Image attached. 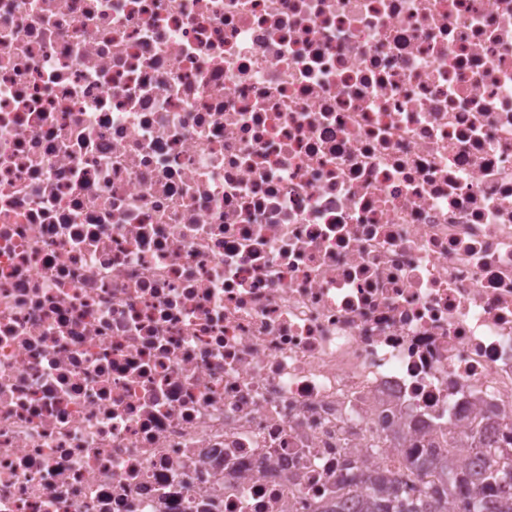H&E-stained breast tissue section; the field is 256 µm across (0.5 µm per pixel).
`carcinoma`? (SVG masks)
<instances>
[{
  "label": "carcinoma",
  "mask_w": 512,
  "mask_h": 512,
  "mask_svg": "<svg viewBox=\"0 0 512 512\" xmlns=\"http://www.w3.org/2000/svg\"><path fill=\"white\" fill-rule=\"evenodd\" d=\"M458 441L448 438V449L427 445L415 455L397 460L390 467H371L360 458L352 460L359 473L353 496L358 512H512V467H498L512 454L497 448L484 452L477 470L463 468L452 449ZM432 479L419 487H409L401 479L403 470Z\"/></svg>",
  "instance_id": "obj_1"
}]
</instances>
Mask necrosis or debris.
<instances>
[{"mask_svg": "<svg viewBox=\"0 0 512 512\" xmlns=\"http://www.w3.org/2000/svg\"><path fill=\"white\" fill-rule=\"evenodd\" d=\"M512 417V0H0V512H321Z\"/></svg>", "mask_w": 512, "mask_h": 512, "instance_id": "1", "label": "necrosis or debris"}]
</instances>
